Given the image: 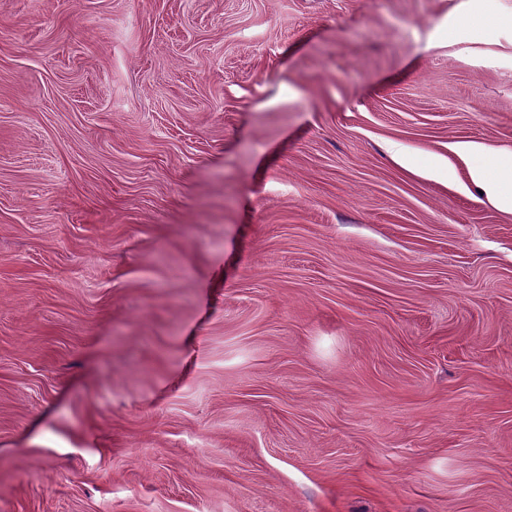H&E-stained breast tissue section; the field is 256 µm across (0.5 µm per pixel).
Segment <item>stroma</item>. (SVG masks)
Returning <instances> with one entry per match:
<instances>
[{"label": "stroma", "instance_id": "stroma-1", "mask_svg": "<svg viewBox=\"0 0 512 512\" xmlns=\"http://www.w3.org/2000/svg\"><path fill=\"white\" fill-rule=\"evenodd\" d=\"M512 0H0V512H512ZM448 154L466 168L470 185L500 210L512 213V153H504L484 142L470 140L449 143ZM496 169V173L491 172Z\"/></svg>", "mask_w": 512, "mask_h": 512}]
</instances>
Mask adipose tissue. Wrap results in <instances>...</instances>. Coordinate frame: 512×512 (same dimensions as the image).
I'll use <instances>...</instances> for the list:
<instances>
[{"instance_id":"adipose-tissue-1","label":"adipose tissue","mask_w":512,"mask_h":512,"mask_svg":"<svg viewBox=\"0 0 512 512\" xmlns=\"http://www.w3.org/2000/svg\"><path fill=\"white\" fill-rule=\"evenodd\" d=\"M448 157L437 158L435 166L443 170L451 159H458L466 168L470 185L500 210L512 213V153L470 140L449 143Z\"/></svg>"}]
</instances>
